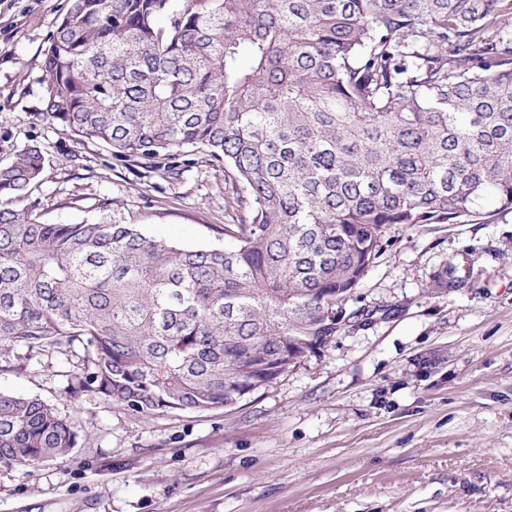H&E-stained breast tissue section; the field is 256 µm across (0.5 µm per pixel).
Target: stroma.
Returning a JSON list of instances; mask_svg holds the SVG:
<instances>
[{
    "label": "stroma",
    "instance_id": "obj_1",
    "mask_svg": "<svg viewBox=\"0 0 512 512\" xmlns=\"http://www.w3.org/2000/svg\"><path fill=\"white\" fill-rule=\"evenodd\" d=\"M69 4L0 0V162L28 145L47 158L14 209L223 247L222 170L171 184L43 118L42 52ZM346 309L371 317L209 410L72 395L78 357L14 348L0 389L57 406L79 439L0 465V512H512V213L392 229Z\"/></svg>",
    "mask_w": 512,
    "mask_h": 512
}]
</instances>
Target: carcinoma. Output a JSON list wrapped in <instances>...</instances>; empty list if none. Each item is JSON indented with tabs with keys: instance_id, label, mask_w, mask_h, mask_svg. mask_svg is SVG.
Returning a JSON list of instances; mask_svg holds the SVG:
<instances>
[{
	"instance_id": "1",
	"label": "carcinoma",
	"mask_w": 512,
	"mask_h": 512,
	"mask_svg": "<svg viewBox=\"0 0 512 512\" xmlns=\"http://www.w3.org/2000/svg\"><path fill=\"white\" fill-rule=\"evenodd\" d=\"M42 66V115L121 162L224 170L222 249L7 205L45 168L0 164V343L82 352L70 391L207 410L336 335L388 230L512 212V0H81ZM489 201L493 209L481 211ZM57 407L0 391V464L65 457Z\"/></svg>"
}]
</instances>
